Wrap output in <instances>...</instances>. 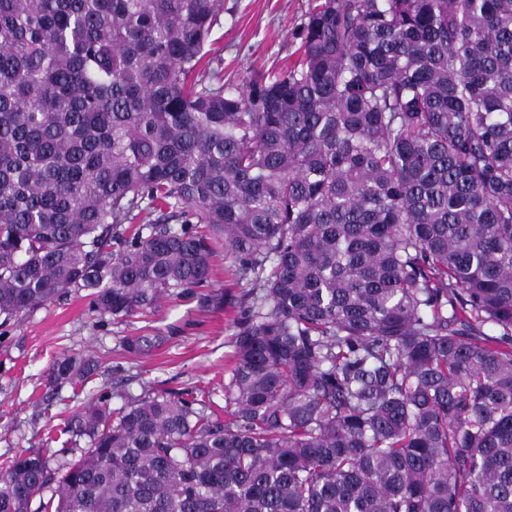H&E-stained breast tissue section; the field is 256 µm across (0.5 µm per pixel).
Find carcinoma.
<instances>
[{"mask_svg":"<svg viewBox=\"0 0 512 512\" xmlns=\"http://www.w3.org/2000/svg\"><path fill=\"white\" fill-rule=\"evenodd\" d=\"M223 17L0 0L3 321L123 320L217 240L244 307L224 405L94 395L72 459L0 463V512H512V0H319L237 84Z\"/></svg>","mask_w":512,"mask_h":512,"instance_id":"1","label":"carcinoma"}]
</instances>
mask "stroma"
I'll list each match as a JSON object with an SVG mask.
<instances>
[{
    "label": "stroma",
    "instance_id": "obj_1",
    "mask_svg": "<svg viewBox=\"0 0 512 512\" xmlns=\"http://www.w3.org/2000/svg\"><path fill=\"white\" fill-rule=\"evenodd\" d=\"M311 2L224 0V20L209 47L225 81L287 62ZM241 293L219 251L206 287L165 298L155 310L115 321L92 311L84 294L72 293L0 325V456L62 449L64 411L100 389L112 392L116 407L119 394L137 396L147 386L180 392L222 384L234 351L232 321ZM66 354L96 358L99 376L83 388L49 386L50 365Z\"/></svg>",
    "mask_w": 512,
    "mask_h": 512
}]
</instances>
